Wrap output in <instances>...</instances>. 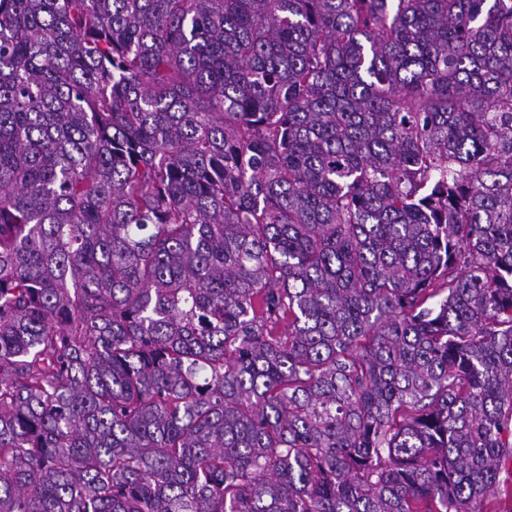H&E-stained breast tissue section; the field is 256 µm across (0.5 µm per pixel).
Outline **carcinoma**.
Listing matches in <instances>:
<instances>
[{
    "label": "carcinoma",
    "mask_w": 512,
    "mask_h": 512,
    "mask_svg": "<svg viewBox=\"0 0 512 512\" xmlns=\"http://www.w3.org/2000/svg\"><path fill=\"white\" fill-rule=\"evenodd\" d=\"M0 512H512V0H0Z\"/></svg>",
    "instance_id": "carcinoma-1"
}]
</instances>
